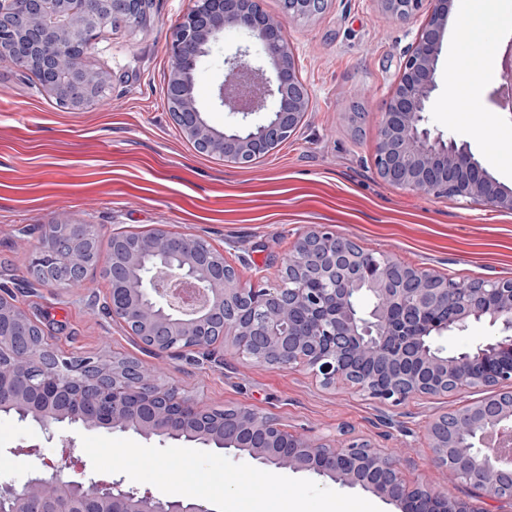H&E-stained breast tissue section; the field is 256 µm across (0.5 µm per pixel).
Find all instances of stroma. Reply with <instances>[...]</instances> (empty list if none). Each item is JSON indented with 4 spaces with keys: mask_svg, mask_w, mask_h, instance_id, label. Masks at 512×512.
<instances>
[{
    "mask_svg": "<svg viewBox=\"0 0 512 512\" xmlns=\"http://www.w3.org/2000/svg\"><path fill=\"white\" fill-rule=\"evenodd\" d=\"M462 0H450L429 125L467 142L502 184L512 161L493 150L512 144V116L491 104L449 105L455 31ZM193 0H153L146 20L98 29L83 63L111 82L100 103L70 109L36 76L0 59V291L43 325L64 356H119L156 368L165 383L207 410L248 407L293 435L357 437L391 456L403 483L448 493L474 512H512L472 481L438 466L428 425L484 397L462 388L388 407L366 395L326 388L302 367L282 369L239 355L233 337L217 350L223 365L188 351L147 350L103 308L107 243L116 233L164 229L193 235L223 252L243 282L274 286L298 236L321 226L369 252L454 281L512 278V212L453 197L421 195L383 180L373 163L378 129L417 29L383 14L377 0H330L323 13L287 24L288 42L311 106L300 128L248 168L198 153L166 108V31ZM251 45L225 30L203 57L194 94L217 131L242 125L215 99L224 59ZM68 218L95 225L99 256L79 288H49L29 274L30 252L46 224ZM81 428L58 425L57 441L17 416L0 414V483L22 484L42 461L57 462L60 441ZM36 445L39 456L24 455Z\"/></svg>",
    "mask_w": 512,
    "mask_h": 512,
    "instance_id": "obj_1",
    "label": "stroma"
}]
</instances>
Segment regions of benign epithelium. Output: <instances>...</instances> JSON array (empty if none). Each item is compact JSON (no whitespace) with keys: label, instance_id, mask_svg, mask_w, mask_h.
I'll return each instance as SVG.
<instances>
[{"label":"benign epithelium","instance_id":"7a95c632","mask_svg":"<svg viewBox=\"0 0 512 512\" xmlns=\"http://www.w3.org/2000/svg\"><path fill=\"white\" fill-rule=\"evenodd\" d=\"M144 0H0V58L22 60L62 104L85 108L102 97L110 73L84 66L86 32L122 10L144 20ZM398 20L416 18L428 4L392 87L374 154L386 182L413 191L460 197L512 211V188L498 182L467 143L427 125L448 0H377ZM327 0H283L279 18L262 0H194L168 29L171 58L166 105L177 126L204 154L249 167L297 129L310 93L292 50L286 23L324 10ZM245 31L262 48L271 69L248 48L226 60L216 98L227 112L246 118L277 107L262 123L219 132L203 119L194 95L200 60L226 29ZM92 224L47 225L31 254L36 281L78 288L98 249ZM107 314L120 320L155 353L188 349L211 354L224 337L238 352L280 368L304 366L322 384L355 388L396 406L414 394L440 396L462 387L489 395L431 424L436 462L488 494L512 500V464L487 441L492 429L512 431V278L460 284L423 267H407L383 253H368L349 239L312 227L296 241L274 288L241 282L224 255L191 235L163 229L112 235ZM206 292V302L186 312L161 296L169 280ZM471 322L496 326L504 336L469 351L437 343L446 331ZM0 408L38 426L51 440L54 425L133 431L208 448L235 449L275 469L310 471L360 485L403 504V512H470L425 485L412 489L396 462L360 439L303 438L246 407L205 410L160 383L140 362L117 357L67 358L45 343L42 326L10 294H0ZM36 475L21 486L0 484V512H213L180 497H156L123 481Z\"/></svg>","mask_w":512,"mask_h":512}]
</instances>
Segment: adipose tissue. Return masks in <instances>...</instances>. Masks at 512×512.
<instances>
[{
    "mask_svg": "<svg viewBox=\"0 0 512 512\" xmlns=\"http://www.w3.org/2000/svg\"><path fill=\"white\" fill-rule=\"evenodd\" d=\"M511 19L512 11L504 8L500 0H470L469 9L459 23L460 29L470 37L466 44L467 55L458 66V75L467 87L466 104L469 108L480 107L482 87L494 76L488 66L491 51L483 43L482 36Z\"/></svg>",
    "mask_w": 512,
    "mask_h": 512,
    "instance_id": "ef3b65f1",
    "label": "adipose tissue"
}]
</instances>
